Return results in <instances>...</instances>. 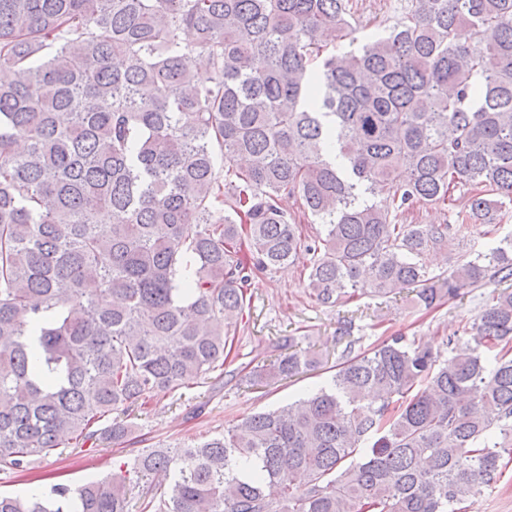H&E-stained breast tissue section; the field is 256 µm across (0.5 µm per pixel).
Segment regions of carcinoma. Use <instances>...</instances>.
Here are the masks:
<instances>
[{
  "instance_id": "carcinoma-1",
  "label": "carcinoma",
  "mask_w": 512,
  "mask_h": 512,
  "mask_svg": "<svg viewBox=\"0 0 512 512\" xmlns=\"http://www.w3.org/2000/svg\"><path fill=\"white\" fill-rule=\"evenodd\" d=\"M359 25L346 0H0V466L143 443L134 409L223 368L254 277L305 253L328 307L495 289L446 360L403 336L356 353L341 322L328 386L142 448L140 512H457L500 479L512 234L446 275L425 256L512 202V0H406L336 49ZM428 205L453 223H407ZM288 348L243 388L315 364ZM0 512H128L125 479L0 493Z\"/></svg>"
}]
</instances>
